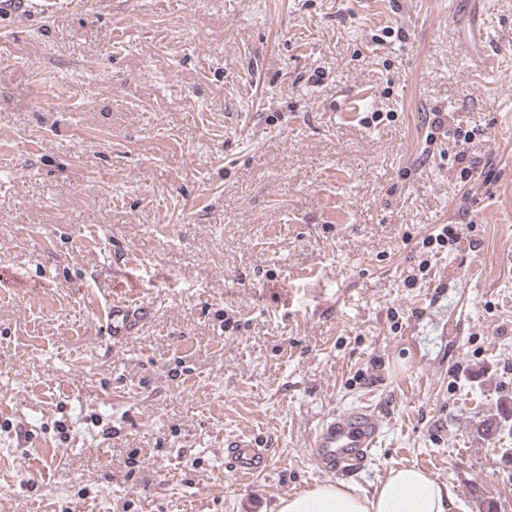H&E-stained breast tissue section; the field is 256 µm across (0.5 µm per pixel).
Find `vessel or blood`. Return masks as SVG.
<instances>
[{
	"instance_id": "b4317fda",
	"label": "vessel or blood",
	"mask_w": 512,
	"mask_h": 512,
	"mask_svg": "<svg viewBox=\"0 0 512 512\" xmlns=\"http://www.w3.org/2000/svg\"><path fill=\"white\" fill-rule=\"evenodd\" d=\"M34 0H0V16L22 19L34 14ZM456 313L444 324L442 333L452 351H459L471 322L472 302L460 299ZM151 308L134 305L126 297L113 296L105 316V329L115 340L136 334L147 323ZM383 430V418L369 406L327 415L308 442V454L317 471L325 476L361 472ZM272 456L256 441L234 439L224 443V465L237 475L267 471Z\"/></svg>"
}]
</instances>
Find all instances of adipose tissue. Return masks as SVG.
<instances>
[{
    "mask_svg": "<svg viewBox=\"0 0 512 512\" xmlns=\"http://www.w3.org/2000/svg\"><path fill=\"white\" fill-rule=\"evenodd\" d=\"M446 484L414 467L390 470L373 494L341 483H326L281 498L277 512H453Z\"/></svg>",
    "mask_w": 512,
    "mask_h": 512,
    "instance_id": "obj_1",
    "label": "adipose tissue"
}]
</instances>
